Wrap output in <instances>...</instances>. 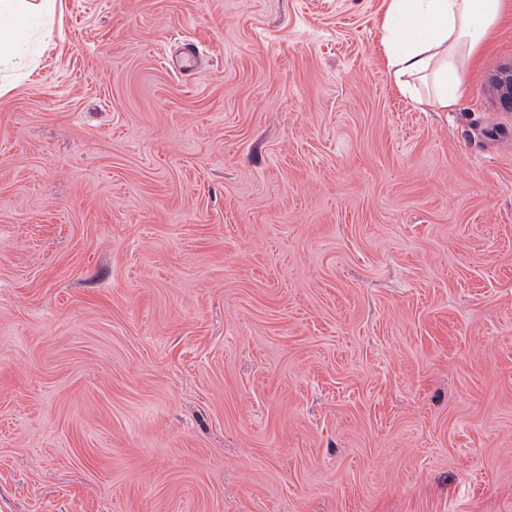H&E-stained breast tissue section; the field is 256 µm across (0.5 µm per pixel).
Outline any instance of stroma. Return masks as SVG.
<instances>
[{
	"label": "stroma",
	"mask_w": 512,
	"mask_h": 512,
	"mask_svg": "<svg viewBox=\"0 0 512 512\" xmlns=\"http://www.w3.org/2000/svg\"><path fill=\"white\" fill-rule=\"evenodd\" d=\"M385 8L20 21L0 512H512V17L436 112L386 74ZM492 84L502 105L512 110V67L501 68L492 77Z\"/></svg>",
	"instance_id": "1"
}]
</instances>
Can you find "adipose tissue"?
Segmentation results:
<instances>
[{"label":"adipose tissue","mask_w":512,"mask_h":512,"mask_svg":"<svg viewBox=\"0 0 512 512\" xmlns=\"http://www.w3.org/2000/svg\"><path fill=\"white\" fill-rule=\"evenodd\" d=\"M512 0H387L382 43L400 93L441 111L467 96L463 70Z\"/></svg>","instance_id":"1"}]
</instances>
